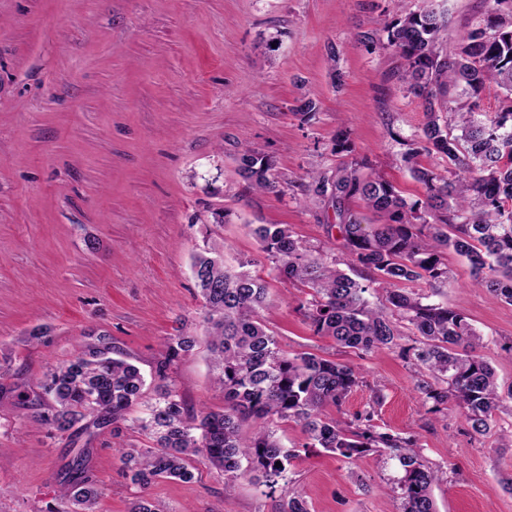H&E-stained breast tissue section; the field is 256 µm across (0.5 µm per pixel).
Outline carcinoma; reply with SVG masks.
Instances as JSON below:
<instances>
[{"instance_id": "cac0c4a2", "label": "carcinoma", "mask_w": 512, "mask_h": 512, "mask_svg": "<svg viewBox=\"0 0 512 512\" xmlns=\"http://www.w3.org/2000/svg\"><path fill=\"white\" fill-rule=\"evenodd\" d=\"M447 26L448 10L437 0L384 26L386 46L402 60L401 79L424 110L421 132L402 154L424 198L409 201L382 174L362 172L370 167L366 158L330 174H308L304 203H331L355 276L311 256L285 224L259 225L252 234L281 275L312 290L299 310L313 335L363 352L400 349L426 373L419 389L432 411L451 402L474 433L486 436L499 413L512 412V388L500 394L494 368L477 352L481 336L461 312L432 297L448 282L444 256L451 250L469 262L476 285L512 304V0H481L478 22L452 47L444 40ZM491 83L501 94L497 110L485 112L481 94ZM332 152L353 154L350 130L336 131ZM422 154L442 168L420 166ZM275 167L273 156L248 145L238 157V173L254 191H278ZM354 199L382 223H365L350 208ZM253 265L250 259L228 269L210 250L192 256L224 409L197 414L169 387L171 365L195 348L196 339L181 332L168 337L154 367L158 398L145 424L155 446L122 449L124 476L141 489L159 479L188 482L194 478L190 461L203 456L224 472L225 492L251 474L265 495L280 493L279 512H309L302 496L280 487L296 453L279 442L274 427L293 421L307 437L305 448L346 460L386 449L404 470L403 512H436L432 488L444 472L422 464L413 438L376 430L372 408L349 423L324 416V407L341 405L362 383L361 374L330 358L280 348L260 316L268 283L247 270ZM374 284L386 292L380 305L365 297ZM407 334L413 344L404 346ZM144 385L126 359L79 350L46 375L42 389L54 404L41 423L60 436L89 415L99 428L117 424L142 398ZM249 421L258 428L246 437L242 427ZM103 495L76 460L59 512H95Z\"/></svg>"}]
</instances>
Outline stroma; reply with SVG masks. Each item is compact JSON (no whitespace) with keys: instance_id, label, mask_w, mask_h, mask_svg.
Masks as SVG:
<instances>
[{"instance_id":"obj_1","label":"stroma","mask_w":512,"mask_h":512,"mask_svg":"<svg viewBox=\"0 0 512 512\" xmlns=\"http://www.w3.org/2000/svg\"><path fill=\"white\" fill-rule=\"evenodd\" d=\"M421 0H0V512H56L74 460L105 488L97 512H130L147 494L160 512H278L250 478L224 492L204 458L192 481L161 479L139 491L120 451L153 447L139 430L156 394H145L120 428L50 434L46 371L83 347L122 353L151 376L166 337L197 345L171 368L193 410L219 409L204 336L193 254L214 245L230 267L259 259L269 288L261 311L283 350L311 352L363 377L332 417L375 407L378 431L415 437L420 460L446 470L434 485L437 512H512V446L472 434L462 413L429 412L414 366L398 353H361L314 336L298 309L309 290L275 277L252 229L292 228L312 255L350 258L331 228L330 205H304L312 170H334L331 139L352 133L402 194L423 197L401 159L424 121L418 98L384 46V26ZM377 38L375 47L360 34ZM337 64H330V54ZM338 69L341 87L330 71ZM317 101L304 115V95ZM274 156L279 187L248 192L237 172L243 146ZM441 302L464 314L484 341L501 388L512 385V305L476 286L448 253ZM39 339H32V332ZM298 449L289 492L310 512H401L403 469L376 448L346 460L304 449L300 426L279 424Z\"/></svg>"}]
</instances>
